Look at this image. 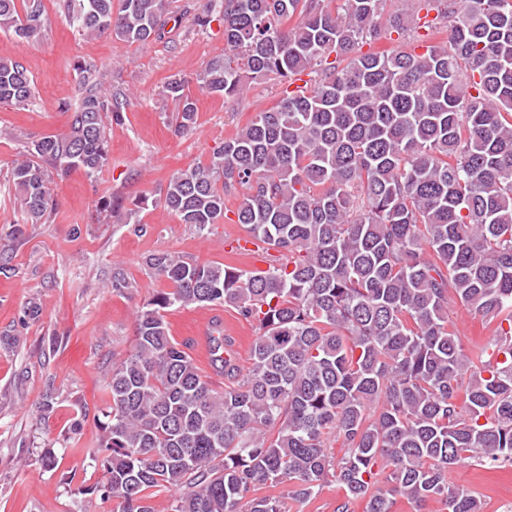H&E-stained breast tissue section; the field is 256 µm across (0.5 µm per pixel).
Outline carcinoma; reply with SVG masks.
Listing matches in <instances>:
<instances>
[{
    "label": "carcinoma",
    "mask_w": 512,
    "mask_h": 512,
    "mask_svg": "<svg viewBox=\"0 0 512 512\" xmlns=\"http://www.w3.org/2000/svg\"><path fill=\"white\" fill-rule=\"evenodd\" d=\"M171 0H63L74 26L146 44ZM210 0L224 53L196 81L226 98L277 78L279 103L254 113L209 162L173 173L152 202L199 233L238 200L236 223L266 267L152 254L169 287L138 307L135 342L105 383L95 486L116 512H290L331 483L336 512H480L448 481L463 459L512 466V0ZM294 25H289L293 17ZM49 25L42 0H0V31ZM421 26L429 45L363 51ZM79 75L67 131L27 143L8 168L25 224L57 206V180L108 163L107 121L125 109L94 61ZM312 83L298 85L302 76ZM175 133L195 129L183 81ZM34 80L0 52V103L25 105ZM493 325L465 351L448 308ZM232 308L255 329L249 366L211 337L217 389L175 341L166 312ZM344 454L334 457L332 443ZM264 487H282L262 494Z\"/></svg>",
    "instance_id": "obj_1"
}]
</instances>
